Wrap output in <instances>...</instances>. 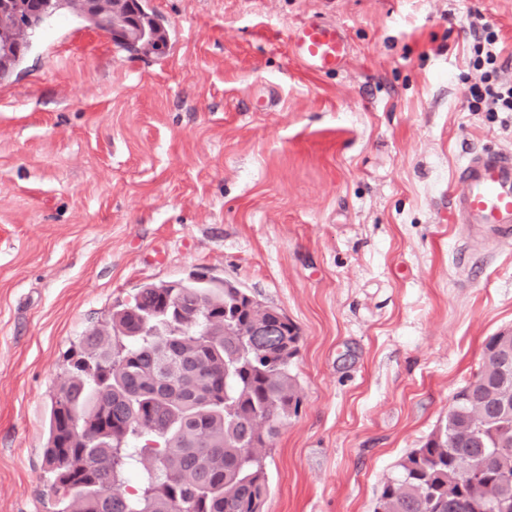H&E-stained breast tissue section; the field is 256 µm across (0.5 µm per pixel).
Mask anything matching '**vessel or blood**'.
Masks as SVG:
<instances>
[{
  "label": "vessel or blood",
  "instance_id": "vessel-or-blood-1",
  "mask_svg": "<svg viewBox=\"0 0 512 512\" xmlns=\"http://www.w3.org/2000/svg\"><path fill=\"white\" fill-rule=\"evenodd\" d=\"M287 44L292 55L313 71L333 72L348 60L346 38L333 23H303L291 32ZM455 180L459 190L452 213L458 223L496 237L512 235V155L485 148L473 151Z\"/></svg>",
  "mask_w": 512,
  "mask_h": 512
}]
</instances>
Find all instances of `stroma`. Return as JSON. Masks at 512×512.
Here are the masks:
<instances>
[{
    "label": "stroma",
    "instance_id": "stroma-1",
    "mask_svg": "<svg viewBox=\"0 0 512 512\" xmlns=\"http://www.w3.org/2000/svg\"><path fill=\"white\" fill-rule=\"evenodd\" d=\"M162 54L66 15L0 84V512H57L50 395L81 336L144 284L205 274L281 309L301 404L266 453L264 512H372L512 329V239L451 216L469 152H512L472 112L471 13L512 0H150ZM336 24L347 64L286 45ZM287 44L292 55L313 71L334 72L348 61V43L333 23L305 22L291 32Z\"/></svg>",
    "mask_w": 512,
    "mask_h": 512
}]
</instances>
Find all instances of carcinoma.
Returning <instances> with one entry per match:
<instances>
[{"label":"carcinoma","mask_w":512,"mask_h":512,"mask_svg":"<svg viewBox=\"0 0 512 512\" xmlns=\"http://www.w3.org/2000/svg\"><path fill=\"white\" fill-rule=\"evenodd\" d=\"M42 3L32 40L64 15L57 0ZM171 300L199 321L174 342L177 326L134 314L161 313ZM260 321L279 323V335H251ZM509 341V331L488 338L445 424L396 465L373 512H512V364L496 358ZM299 343L287 316L238 288L140 289L112 312L110 330L82 336L50 398L43 461L64 512H263L266 448L301 403ZM76 415L102 433L99 447H85L69 424Z\"/></svg>","instance_id":"obj_1"}]
</instances>
